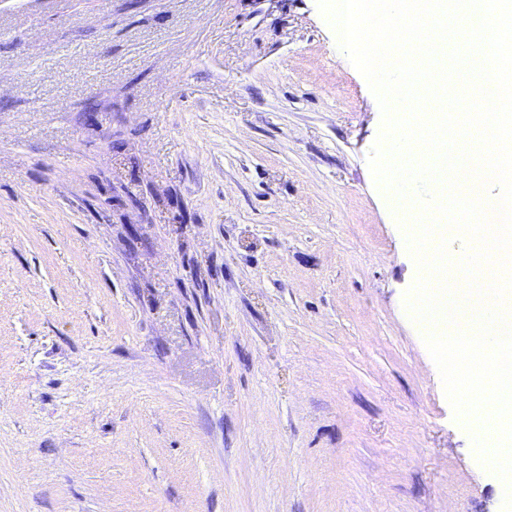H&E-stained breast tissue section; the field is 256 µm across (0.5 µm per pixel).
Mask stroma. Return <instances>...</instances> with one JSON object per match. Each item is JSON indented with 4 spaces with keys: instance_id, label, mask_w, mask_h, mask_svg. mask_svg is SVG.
<instances>
[{
    "instance_id": "obj_1",
    "label": "stroma",
    "mask_w": 512,
    "mask_h": 512,
    "mask_svg": "<svg viewBox=\"0 0 512 512\" xmlns=\"http://www.w3.org/2000/svg\"><path fill=\"white\" fill-rule=\"evenodd\" d=\"M317 0H0V512H503Z\"/></svg>"
}]
</instances>
